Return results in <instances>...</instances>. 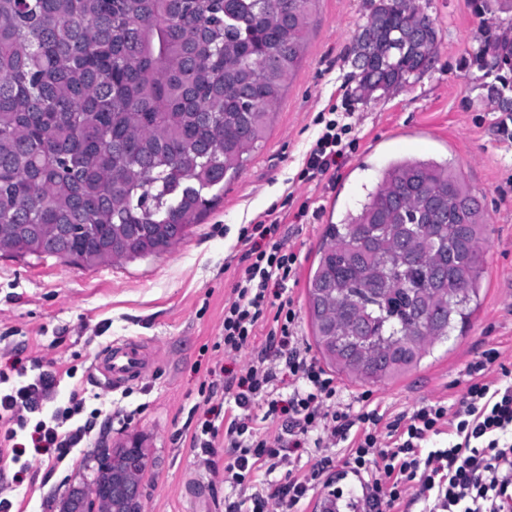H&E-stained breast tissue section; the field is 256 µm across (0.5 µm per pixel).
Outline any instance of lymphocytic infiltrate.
<instances>
[{"label":"lymphocytic infiltrate","mask_w":512,"mask_h":512,"mask_svg":"<svg viewBox=\"0 0 512 512\" xmlns=\"http://www.w3.org/2000/svg\"><path fill=\"white\" fill-rule=\"evenodd\" d=\"M350 130V124L327 120L306 153L307 171L336 170L345 156L342 137ZM279 229V217L269 210L264 220L242 230L248 263L224 305L225 356L254 344L260 327L268 332L256 359L225 381L224 415L220 422L202 424L192 437L194 447L207 451L223 439L229 455L224 480L235 489L288 464L287 449L303 447L318 431L346 445L342 459L328 456L320 466L339 463L360 478L362 498L353 501V512H393L408 497L421 504V512H512V382L486 378L499 351L486 349L470 365V383L455 403L432 401L389 423L375 408L333 409L339 389L302 348L294 300L285 293L298 256ZM286 378L295 387L284 398L279 385ZM58 385L56 373L44 371L0 392V423L6 427L1 449L13 447L19 432L29 431L34 447L48 449L46 465L52 468L90 439L96 417L74 425L71 410L29 425V413L53 400ZM257 401L266 407L265 419H281L280 433L259 436L250 413ZM443 433L449 436L447 446L429 448L432 437Z\"/></svg>","instance_id":"obj_1"}]
</instances>
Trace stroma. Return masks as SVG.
Wrapping results in <instances>:
<instances>
[{
  "label": "stroma",
  "instance_id": "stroma-1",
  "mask_svg": "<svg viewBox=\"0 0 512 512\" xmlns=\"http://www.w3.org/2000/svg\"><path fill=\"white\" fill-rule=\"evenodd\" d=\"M420 3L439 33L430 69L361 100L353 94L347 56L366 20L365 0H317L303 61L276 107L268 138L168 253L81 268L0 252V374L13 385L45 370L62 375L55 400L29 414L30 423L68 408L75 389L85 399L80 419L99 407L112 413L102 436L80 443L51 470L30 447L29 435H19V460L0 459V499L10 501V512H53L70 485L93 478L99 453L133 437L149 455L144 512H224V441L216 439L205 455L191 437L210 406L222 402L226 372H240L256 358L250 347L224 354V303L244 266L239 231L278 206L280 234L298 255L297 277L287 284L298 334L309 356L321 361L306 284L323 230L356 212L394 160L448 164L480 199L488 219L486 278L465 332H453L432 357L395 380L368 384L335 375L342 404H369L390 421L430 401H454L469 383L468 366L490 347L500 352L491 378L512 371V139L500 133V114L469 56L486 26L503 16L476 14L472 0ZM331 102L337 112L351 113L346 139L354 147L334 176L307 179L305 155L320 131L315 118ZM301 207L307 214L299 221ZM125 342L140 351L146 372L115 390L95 362L109 345ZM344 453V446L313 438L296 451L293 473L310 476L311 490L295 512H313L324 494L360 495L357 477L346 468L318 467L324 457Z\"/></svg>",
  "mask_w": 512,
  "mask_h": 512
}]
</instances>
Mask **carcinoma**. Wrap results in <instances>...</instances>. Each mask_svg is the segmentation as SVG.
<instances>
[{"mask_svg": "<svg viewBox=\"0 0 512 512\" xmlns=\"http://www.w3.org/2000/svg\"><path fill=\"white\" fill-rule=\"evenodd\" d=\"M317 0H0V252L94 267L167 252L266 139ZM482 14L512 0H477ZM355 91L431 67L418 0H367ZM470 56L512 116V24ZM485 214L448 165L400 159L328 224L306 284L316 346L363 382L420 365L470 324Z\"/></svg>", "mask_w": 512, "mask_h": 512, "instance_id": "1", "label": "carcinoma"}]
</instances>
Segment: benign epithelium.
Wrapping results in <instances>:
<instances>
[{"mask_svg":"<svg viewBox=\"0 0 512 512\" xmlns=\"http://www.w3.org/2000/svg\"><path fill=\"white\" fill-rule=\"evenodd\" d=\"M111 479L95 478L87 485L70 488L62 504L64 512H144L142 481L147 456L135 440L121 450L110 451L98 463Z\"/></svg>","mask_w":512,"mask_h":512,"instance_id":"obj_1","label":"benign epithelium"}]
</instances>
